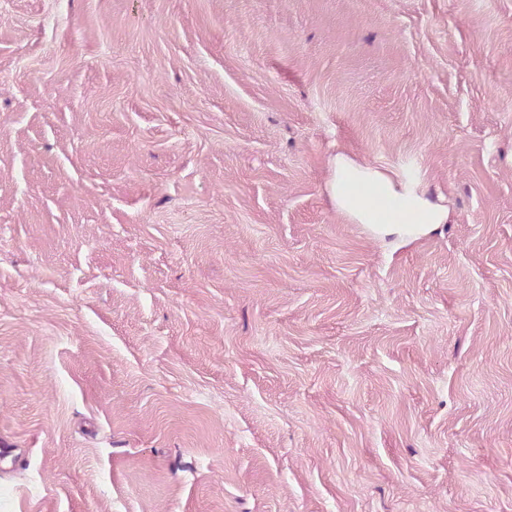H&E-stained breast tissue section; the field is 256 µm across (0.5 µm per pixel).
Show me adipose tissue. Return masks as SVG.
<instances>
[{
	"mask_svg": "<svg viewBox=\"0 0 512 512\" xmlns=\"http://www.w3.org/2000/svg\"><path fill=\"white\" fill-rule=\"evenodd\" d=\"M325 189L337 214L362 225L390 249L441 232L453 208L444 197L429 195L418 182L396 172L360 162L339 152L328 161Z\"/></svg>",
	"mask_w": 512,
	"mask_h": 512,
	"instance_id": "adipose-tissue-1",
	"label": "adipose tissue"
}]
</instances>
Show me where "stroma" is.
<instances>
[{
    "label": "stroma",
    "instance_id": "1",
    "mask_svg": "<svg viewBox=\"0 0 512 512\" xmlns=\"http://www.w3.org/2000/svg\"><path fill=\"white\" fill-rule=\"evenodd\" d=\"M0 512H512V0H0ZM328 166L325 189L336 213L352 224H361L386 248L409 245L450 224V202L430 196L416 181L344 152L331 156Z\"/></svg>",
    "mask_w": 512,
    "mask_h": 512
}]
</instances>
